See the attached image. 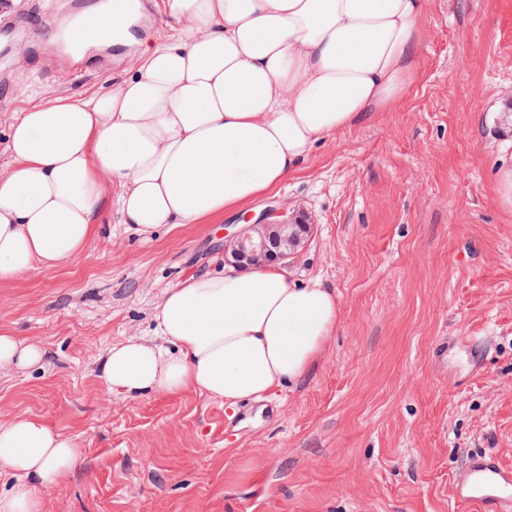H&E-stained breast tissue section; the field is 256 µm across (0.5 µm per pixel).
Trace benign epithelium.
Listing matches in <instances>:
<instances>
[{"label": "benign epithelium", "mask_w": 512, "mask_h": 512, "mask_svg": "<svg viewBox=\"0 0 512 512\" xmlns=\"http://www.w3.org/2000/svg\"><path fill=\"white\" fill-rule=\"evenodd\" d=\"M239 224L224 225V263L239 270L286 264L301 251L314 225L301 216H288L281 204L268 206L259 216L245 214Z\"/></svg>", "instance_id": "1"}]
</instances>
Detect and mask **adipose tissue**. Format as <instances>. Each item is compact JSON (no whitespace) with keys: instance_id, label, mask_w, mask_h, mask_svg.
Returning a JSON list of instances; mask_svg holds the SVG:
<instances>
[{"instance_id":"obj_1","label":"adipose tissue","mask_w":512,"mask_h":512,"mask_svg":"<svg viewBox=\"0 0 512 512\" xmlns=\"http://www.w3.org/2000/svg\"><path fill=\"white\" fill-rule=\"evenodd\" d=\"M427 0H166L172 34L111 91L12 117L0 166V281L75 261L108 204L143 239L271 192L313 146L408 94ZM335 292L271 265L194 274L155 308L152 337L112 346L103 387L255 399L307 376L336 332ZM43 350L0 334V369ZM81 461L74 438L24 415L0 423L15 482L0 512H42L40 489Z\"/></svg>"}]
</instances>
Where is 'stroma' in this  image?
I'll return each mask as SVG.
<instances>
[{
	"label": "stroma",
	"mask_w": 512,
	"mask_h": 512,
	"mask_svg": "<svg viewBox=\"0 0 512 512\" xmlns=\"http://www.w3.org/2000/svg\"><path fill=\"white\" fill-rule=\"evenodd\" d=\"M409 94L317 144L270 200L315 222L287 267L332 288L341 316L302 381L230 411L197 392L124 399L96 370L112 344L153 333L164 291L224 268L240 211L143 240L109 212L73 263L0 282V333L40 346L0 370V421L35 415L82 462L42 490L44 512H482L461 502L469 461L512 470V0H429ZM0 83V165L16 112L110 91L13 57Z\"/></svg>",
	"instance_id": "obj_1"
}]
</instances>
